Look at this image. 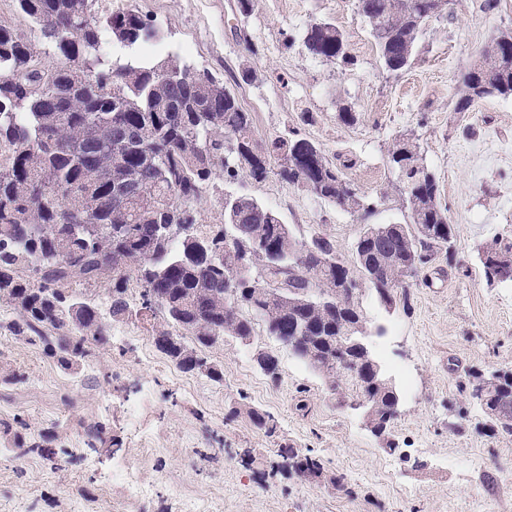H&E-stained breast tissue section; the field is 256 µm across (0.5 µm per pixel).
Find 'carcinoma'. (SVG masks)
<instances>
[{
	"instance_id": "carcinoma-1",
	"label": "carcinoma",
	"mask_w": 512,
	"mask_h": 512,
	"mask_svg": "<svg viewBox=\"0 0 512 512\" xmlns=\"http://www.w3.org/2000/svg\"><path fill=\"white\" fill-rule=\"evenodd\" d=\"M30 35L0 25V304L14 310L7 329L38 347L64 372L79 375L107 343L112 320L126 316L130 282L140 287L143 316L156 349L186 373L214 382L223 372L200 356L216 336L249 343L262 321L300 361L321 375L342 402L372 411V431L386 433L400 393L372 351L343 347L338 336L367 343L359 294L390 307L399 289L441 251L451 252L452 225L435 175L416 142L391 151L405 224H365L353 243L355 277L334 241L312 230L297 238L280 214L257 198L225 199L224 223L202 224L196 208L217 172L235 182L274 174L351 214L372 207L345 180L349 161L330 160L303 138L258 139L252 113L234 91L177 53L158 72L142 48L157 32L137 9L95 19V0H14ZM384 68L411 64L426 23L445 14L440 0H363ZM49 41L64 63L35 64L33 36ZM108 43L111 52L101 56ZM308 51L348 67L344 34L327 21L309 24ZM512 96V35L498 38L465 72L455 111L487 96ZM512 257L500 235L478 252L486 284L512 280L494 259ZM107 287L108 310L87 291ZM468 398L491 425L512 434V369L477 372ZM272 436L277 422L249 412ZM59 425L28 441L19 433L3 449L16 457H56ZM299 476L314 481L321 462L281 451Z\"/></svg>"
}]
</instances>
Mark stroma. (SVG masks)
Wrapping results in <instances>:
<instances>
[{
	"label": "stroma",
	"mask_w": 512,
	"mask_h": 512,
	"mask_svg": "<svg viewBox=\"0 0 512 512\" xmlns=\"http://www.w3.org/2000/svg\"><path fill=\"white\" fill-rule=\"evenodd\" d=\"M140 10L167 51L195 42L193 64L217 77L254 69L235 91L257 137L295 134L326 157L350 158L345 179L366 200H388L360 217L273 174L242 177L236 191L278 211L296 236L320 229L346 257L364 224L405 222L389 151L409 134L437 179L454 247L393 307L360 297L371 349L401 392L385 437L264 325L250 345L228 337L202 350L224 371L217 384L156 350L133 283L129 317L113 321L107 344L76 378L16 341L3 327L12 310L0 305V366L18 375L0 385V420L33 439L63 427L54 461L0 452V512H184L185 498L198 493L209 512H512V435L493 433L465 392L469 373L512 367V282L486 285L477 258L495 235H512V97L455 109L464 71L512 34V0H449L397 74L382 69L355 0H254L246 16L238 0H144ZM319 20L343 31L353 66L308 52L306 28ZM344 106L354 123L340 121ZM379 326L384 336H375ZM260 351L278 358L277 382L258 369ZM252 408L274 416V435L253 426ZM85 421L103 423L116 447L85 450ZM285 446L319 459L324 480H302L281 457ZM119 468L136 470L152 492L128 502ZM335 475L347 491L332 484Z\"/></svg>",
	"instance_id": "1"
}]
</instances>
